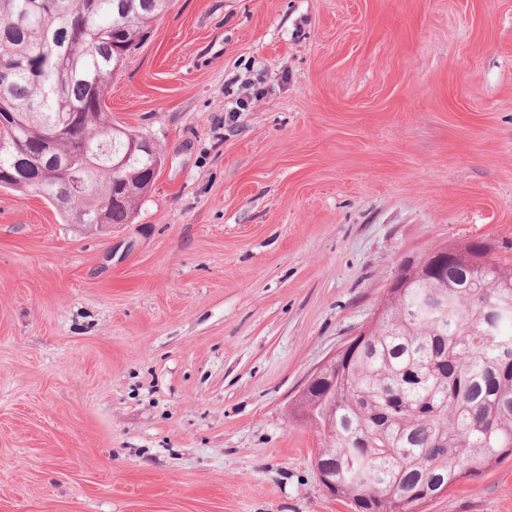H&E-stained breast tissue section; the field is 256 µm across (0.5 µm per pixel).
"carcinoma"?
Masks as SVG:
<instances>
[{"instance_id":"obj_1","label":"carcinoma","mask_w":512,"mask_h":512,"mask_svg":"<svg viewBox=\"0 0 512 512\" xmlns=\"http://www.w3.org/2000/svg\"><path fill=\"white\" fill-rule=\"evenodd\" d=\"M172 0H0V172L68 224L99 208L127 224L148 191L153 160L114 169L139 132L118 128L103 100L114 72ZM83 45L71 49L76 9ZM74 120L55 165L34 147ZM84 167L68 199L60 165ZM363 346L313 383L304 419L324 438L316 464L336 472L355 512H415L512 456V265L442 256L428 277L392 288Z\"/></svg>"}]
</instances>
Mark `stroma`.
Listing matches in <instances>:
<instances>
[{
	"instance_id": "stroma-1",
	"label": "stroma",
	"mask_w": 512,
	"mask_h": 512,
	"mask_svg": "<svg viewBox=\"0 0 512 512\" xmlns=\"http://www.w3.org/2000/svg\"><path fill=\"white\" fill-rule=\"evenodd\" d=\"M104 110L164 154L131 223L0 188V512H354L292 404L404 260L512 262V0H174Z\"/></svg>"
}]
</instances>
